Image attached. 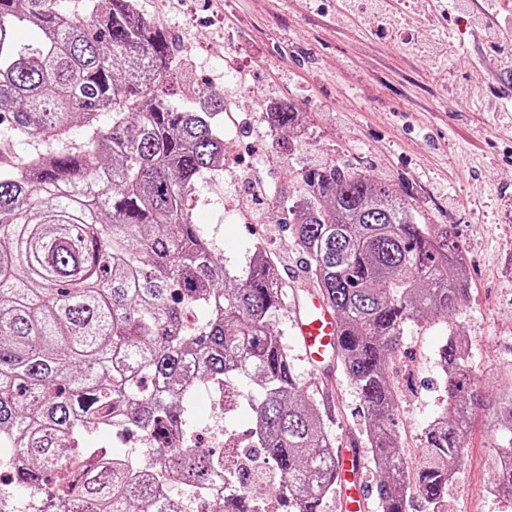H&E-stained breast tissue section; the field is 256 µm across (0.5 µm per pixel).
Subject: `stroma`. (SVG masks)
Returning a JSON list of instances; mask_svg holds the SVG:
<instances>
[{"label":"stroma","instance_id":"obj_1","mask_svg":"<svg viewBox=\"0 0 512 512\" xmlns=\"http://www.w3.org/2000/svg\"><path fill=\"white\" fill-rule=\"evenodd\" d=\"M136 0L169 31L184 80L170 98L191 105L205 87L234 103L224 122L223 173L203 179L185 207L230 271L245 270L265 241L282 283L307 281L306 259L284 222L301 172L335 160L395 183L424 223L445 224L459 242L469 291L447 321L409 326L394 377L401 445L420 453L425 427L444 402L438 351L449 325L467 336L468 366L481 389L512 385V15L451 0ZM293 105L308 134L271 144L257 120L275 100ZM277 329L311 398L329 387L336 447L364 448L365 422L343 372L323 381L299 361L288 315ZM491 411L477 409L445 501L447 512H512L486 495L496 454Z\"/></svg>","mask_w":512,"mask_h":512}]
</instances>
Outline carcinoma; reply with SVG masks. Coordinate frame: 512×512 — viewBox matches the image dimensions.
Here are the masks:
<instances>
[{
	"instance_id": "carcinoma-1",
	"label": "carcinoma",
	"mask_w": 512,
	"mask_h": 512,
	"mask_svg": "<svg viewBox=\"0 0 512 512\" xmlns=\"http://www.w3.org/2000/svg\"><path fill=\"white\" fill-rule=\"evenodd\" d=\"M20 26L36 40L17 43ZM178 69L169 32L136 0H84L79 15L56 0H0V124L48 144L19 165L0 161V470L36 491L34 512H176L170 483L224 478V460L174 441L194 390L237 376L255 387L253 438L291 512H325L337 449L282 349L277 269L258 246L246 271L230 272L184 207L224 165V102L203 90V107L173 105L165 85ZM262 120L300 127L288 102ZM78 122L92 134L71 146ZM302 181L288 224L339 324L336 363L363 405L380 512H408L412 485L441 512L472 406L488 400L495 433L512 434V387L473 388L469 341L452 326L438 353L446 408L419 460L407 461L393 430L398 341L468 294L460 245L387 181L334 162ZM195 310L205 317L189 327ZM113 428L153 433L156 467L135 469L108 448L90 457L88 432ZM64 462L83 471L69 491L57 478ZM259 503L250 493L214 512Z\"/></svg>"
}]
</instances>
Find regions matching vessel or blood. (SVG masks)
Instances as JSON below:
<instances>
[{"mask_svg":"<svg viewBox=\"0 0 512 512\" xmlns=\"http://www.w3.org/2000/svg\"><path fill=\"white\" fill-rule=\"evenodd\" d=\"M288 307L293 338L302 358L312 369H319L324 355L338 344L336 318L322 297L310 289H290ZM362 468L359 449H339L336 479L341 490L340 512H370L371 495L365 486Z\"/></svg>","mask_w":512,"mask_h":512,"instance_id":"1","label":"vessel or blood"}]
</instances>
